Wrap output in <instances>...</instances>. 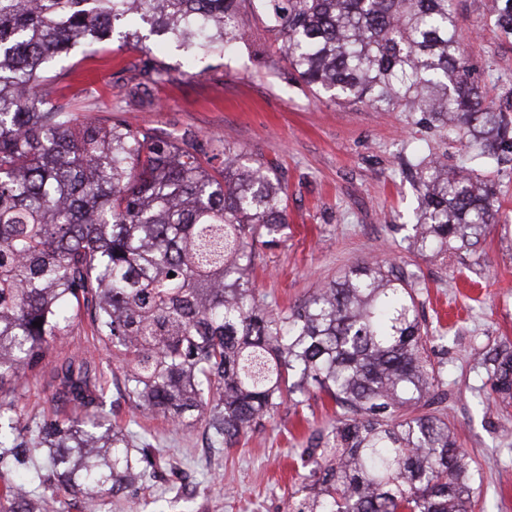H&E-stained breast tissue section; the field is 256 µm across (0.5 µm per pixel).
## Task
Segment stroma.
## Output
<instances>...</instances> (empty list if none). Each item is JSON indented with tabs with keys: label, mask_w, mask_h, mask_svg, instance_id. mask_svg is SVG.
<instances>
[{
	"label": "stroma",
	"mask_w": 512,
	"mask_h": 512,
	"mask_svg": "<svg viewBox=\"0 0 512 512\" xmlns=\"http://www.w3.org/2000/svg\"><path fill=\"white\" fill-rule=\"evenodd\" d=\"M488 2L454 0L457 38L490 97L512 113V36L495 26ZM153 56L171 68L151 87L161 111L129 104L144 57L115 38L77 47L61 61V93L92 86L99 91L88 103L95 117H120L162 138L221 140L246 158L275 163L287 185L288 234L260 249L253 273L270 309L300 304L361 263L417 271L420 312L443 337L429 344L428 356L441 371L448 426L472 460L474 512H512V406L494 403L491 383L473 360L480 349L512 343V153L482 171L496 185L498 212L479 244L422 256L409 250L417 199L406 165L434 154L452 165L464 158L420 114L351 107L312 91L256 18L247 21L236 52L207 58L202 75L181 74L175 49L158 47ZM93 334L87 318L73 320L48 349L46 368L5 387L0 398L25 415L76 417L72 405L52 402L56 366L78 354L105 372L121 370ZM335 411L314 390L303 408L280 406L233 447L212 448L201 421L175 424L120 402L121 423L150 441L162 481L79 501L74 512H286L304 482L296 456L311 434L330 430Z\"/></svg>",
	"instance_id": "35a3bbf8"
}]
</instances>
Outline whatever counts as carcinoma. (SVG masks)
<instances>
[{
	"mask_svg": "<svg viewBox=\"0 0 512 512\" xmlns=\"http://www.w3.org/2000/svg\"><path fill=\"white\" fill-rule=\"evenodd\" d=\"M248 15L315 92L420 112L476 150L457 169L411 164L414 251L472 248L495 218L496 189L478 168L512 147V116L471 73L452 0H0V386L44 369L82 308L122 363L110 382L83 358L57 370L55 401L81 408L80 420L24 424L0 400V478L21 475L0 486V512H70L61 486L94 498L155 477L150 443L106 411L110 383L144 413L205 419L212 448L315 388L336 421L302 449L309 483L287 512H472L471 459L438 409L417 274L357 265L276 312L250 279L257 245L288 229L276 171L227 144L215 167L194 140L84 120L90 87L72 106L42 91L59 78L56 58L115 34L147 57L143 88L168 75L149 60L158 40L198 76L200 59L234 51ZM493 19L512 35V0H494ZM479 365L495 399L511 402L512 347L484 350Z\"/></svg>",
	"mask_w": 512,
	"mask_h": 512,
	"instance_id": "cac0c4a2",
	"label": "carcinoma"
}]
</instances>
